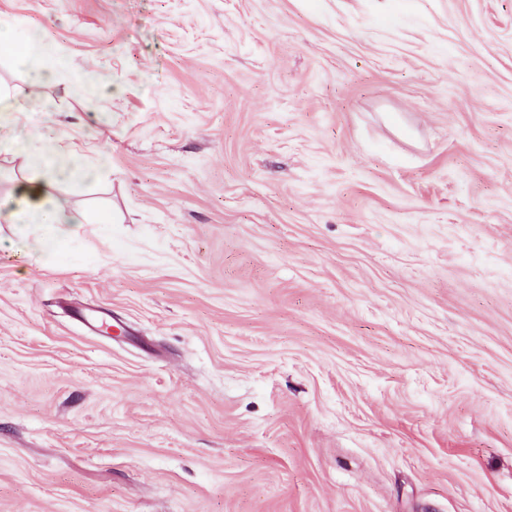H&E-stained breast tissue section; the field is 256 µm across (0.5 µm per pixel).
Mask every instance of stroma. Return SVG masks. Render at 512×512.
<instances>
[{"label":"stroma","instance_id":"stroma-1","mask_svg":"<svg viewBox=\"0 0 512 512\" xmlns=\"http://www.w3.org/2000/svg\"><path fill=\"white\" fill-rule=\"evenodd\" d=\"M110 167L0 219V512H512V0H0ZM31 72V92L27 96L29 100L37 99L40 88L46 84L58 81L66 72H71L70 78L79 92L106 93L110 85L100 71L82 68L74 69L68 63H59L53 67H36Z\"/></svg>","mask_w":512,"mask_h":512}]
</instances>
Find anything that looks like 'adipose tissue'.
<instances>
[{
  "label": "adipose tissue",
  "mask_w": 512,
  "mask_h": 512,
  "mask_svg": "<svg viewBox=\"0 0 512 512\" xmlns=\"http://www.w3.org/2000/svg\"><path fill=\"white\" fill-rule=\"evenodd\" d=\"M0 45L7 47L20 65H31L35 52L45 49L41 29L16 23L0 17ZM70 76L75 88L81 92L104 93L108 90L106 77L99 71L71 69L61 63L53 67H33L31 92L28 99L19 96L0 84V150H6L21 159L28 171L16 188L6 215L11 224H36L50 226V236L28 240L32 255L51 256L61 237L77 235L90 218L85 210L67 205L50 193L52 183L67 179L91 180L108 165L107 156L87 162L83 154L62 147L58 138L33 131L27 137H18L14 131V116L26 111L29 100L37 99L39 90L46 84Z\"/></svg>",
  "instance_id": "1"
}]
</instances>
